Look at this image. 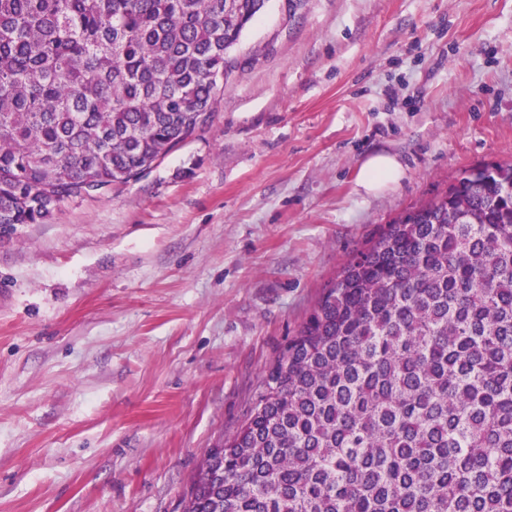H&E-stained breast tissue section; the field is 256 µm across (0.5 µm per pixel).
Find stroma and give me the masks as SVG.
Wrapping results in <instances>:
<instances>
[{
  "mask_svg": "<svg viewBox=\"0 0 512 512\" xmlns=\"http://www.w3.org/2000/svg\"><path fill=\"white\" fill-rule=\"evenodd\" d=\"M233 57L158 166L0 229V512H182L342 266L512 163V0H267ZM403 174L402 164L394 155L379 152L363 160L356 184L364 194H377L390 184L398 182Z\"/></svg>",
  "mask_w": 512,
  "mask_h": 512,
  "instance_id": "stroma-1",
  "label": "stroma"
}]
</instances>
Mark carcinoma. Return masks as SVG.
<instances>
[{
  "label": "carcinoma",
  "mask_w": 512,
  "mask_h": 512,
  "mask_svg": "<svg viewBox=\"0 0 512 512\" xmlns=\"http://www.w3.org/2000/svg\"><path fill=\"white\" fill-rule=\"evenodd\" d=\"M257 0H0V224L203 127ZM183 512H512V164L463 170L341 269Z\"/></svg>",
  "instance_id": "1"
}]
</instances>
